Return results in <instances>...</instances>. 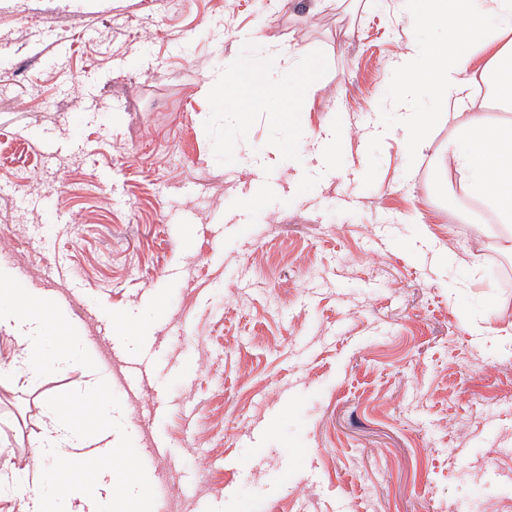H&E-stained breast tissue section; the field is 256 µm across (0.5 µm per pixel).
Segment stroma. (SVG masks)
<instances>
[{
  "label": "stroma",
  "mask_w": 512,
  "mask_h": 512,
  "mask_svg": "<svg viewBox=\"0 0 512 512\" xmlns=\"http://www.w3.org/2000/svg\"><path fill=\"white\" fill-rule=\"evenodd\" d=\"M388 4L0 0V264L87 349L20 385L0 330V512L92 371L122 411L115 483L147 490L112 512H512V285L486 274L512 254L452 223L447 127L418 147L390 110L412 21ZM303 61L287 124L207 89ZM104 321L152 358L136 395Z\"/></svg>",
  "instance_id": "1"
}]
</instances>
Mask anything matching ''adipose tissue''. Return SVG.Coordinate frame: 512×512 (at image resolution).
I'll return each instance as SVG.
<instances>
[{"instance_id": "ef3b65f1", "label": "adipose tissue", "mask_w": 512, "mask_h": 512, "mask_svg": "<svg viewBox=\"0 0 512 512\" xmlns=\"http://www.w3.org/2000/svg\"><path fill=\"white\" fill-rule=\"evenodd\" d=\"M413 24L432 32L430 43L409 37L391 62L401 91L390 107L399 114L409 140L424 143L433 125L448 128L445 150L448 171L458 174L464 204L453 218L459 224L486 220L512 223V122L502 123L473 93L476 82L493 87L497 101L512 108V0H413ZM428 90L435 107L414 111L420 90ZM0 328L11 333L17 354L13 379L26 383L44 367L64 372L85 358L82 337L64 340V351L45 359L43 349L53 335L47 315L31 305L30 292L0 279ZM102 425L89 432L77 425L61 404H51L38 439L37 458L24 469V512H101L111 501V469L102 460L118 451L111 404L97 410ZM94 470L93 482L84 474ZM71 479L61 485L59 471Z\"/></svg>"}]
</instances>
